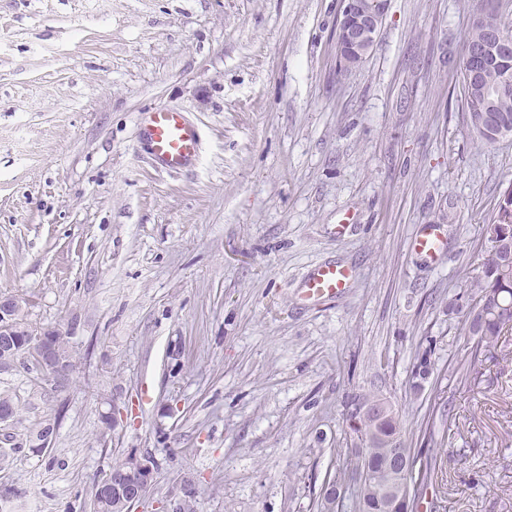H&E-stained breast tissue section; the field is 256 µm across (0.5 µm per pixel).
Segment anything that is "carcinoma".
Here are the masks:
<instances>
[{
	"label": "carcinoma",
	"instance_id": "carcinoma-1",
	"mask_svg": "<svg viewBox=\"0 0 512 512\" xmlns=\"http://www.w3.org/2000/svg\"><path fill=\"white\" fill-rule=\"evenodd\" d=\"M506 63L497 64L480 80H470L466 71L462 74V99L466 111L475 110L484 118V127L470 124V130L481 142L493 144L495 140L486 130L496 126L512 129V52L505 56ZM471 303L468 309L460 304L462 295H448V313L466 311L469 321L468 333L475 337L470 363L479 361L484 354L491 359H507L512 355L507 350L506 333L512 331V263L500 260V255L488 250L484 253L481 274L466 284ZM426 348L413 364V388H422L431 374L430 355ZM360 401L384 408L379 416H362L349 409L350 430L357 436L363 451L350 458L336 462L335 471L327 475L326 483L340 486L349 473L361 469L366 473L365 482L349 493L348 500H340L333 510H328L326 500H321L318 512H391L389 494L404 484V478L391 471L392 449L398 448L412 460H420L421 469L411 475L413 496L409 499L408 512H417L421 489L435 477L436 460L428 455L426 448H414L412 442L403 437L402 420L399 413L383 397L377 394L356 396L351 404ZM94 512H122L119 499L112 493L96 491L93 495Z\"/></svg>",
	"mask_w": 512,
	"mask_h": 512
}]
</instances>
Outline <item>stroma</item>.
<instances>
[{"label": "stroma", "mask_w": 512, "mask_h": 512, "mask_svg": "<svg viewBox=\"0 0 512 512\" xmlns=\"http://www.w3.org/2000/svg\"><path fill=\"white\" fill-rule=\"evenodd\" d=\"M340 0H0V295L78 366L23 368L0 444V512H92L128 454L154 480L136 512H316L379 392L444 466L420 512H512V363L452 371L473 343L448 295L481 272L512 186V138L462 109L470 0H391L363 63L336 73ZM168 106L198 161L161 172L137 134ZM435 228L427 259L415 239ZM335 264L350 288L303 298ZM436 370L414 392L428 340ZM55 425L50 447L27 441Z\"/></svg>", "instance_id": "obj_1"}]
</instances>
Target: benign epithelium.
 <instances>
[{
    "label": "benign epithelium",
    "mask_w": 512,
    "mask_h": 512,
    "mask_svg": "<svg viewBox=\"0 0 512 512\" xmlns=\"http://www.w3.org/2000/svg\"><path fill=\"white\" fill-rule=\"evenodd\" d=\"M385 14L373 10L370 0H341L336 45H344L357 55L363 54V46L378 38ZM19 303L12 297L0 296V371L22 365L31 357L27 366L38 371L41 378L55 386L61 384V376L68 371L67 362L59 355L55 333L49 329L29 332L21 329L15 320ZM14 415L10 404L0 403V441L15 440ZM153 481V467L145 459L129 456L125 463L110 471L100 489H110L120 499L125 512L148 492Z\"/></svg>",
    "instance_id": "obj_1"
}]
</instances>
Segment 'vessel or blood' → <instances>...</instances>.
<instances>
[{"label": "vessel or blood", "instance_id": "vessel-or-blood-1", "mask_svg": "<svg viewBox=\"0 0 512 512\" xmlns=\"http://www.w3.org/2000/svg\"><path fill=\"white\" fill-rule=\"evenodd\" d=\"M138 134L153 161L164 172H181L199 158L200 130L183 112L166 106L144 112ZM351 278L352 272L348 268L336 265L318 267L308 280L305 298L317 301L342 293Z\"/></svg>", "mask_w": 512, "mask_h": 512}]
</instances>
